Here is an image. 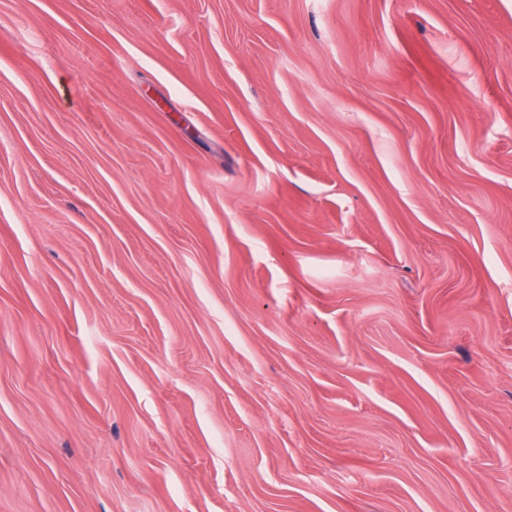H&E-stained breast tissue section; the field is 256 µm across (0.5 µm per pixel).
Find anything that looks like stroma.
I'll list each match as a JSON object with an SVG mask.
<instances>
[{
	"mask_svg": "<svg viewBox=\"0 0 512 512\" xmlns=\"http://www.w3.org/2000/svg\"><path fill=\"white\" fill-rule=\"evenodd\" d=\"M0 512H512V0H0Z\"/></svg>",
	"mask_w": 512,
	"mask_h": 512,
	"instance_id": "1",
	"label": "stroma"
}]
</instances>
